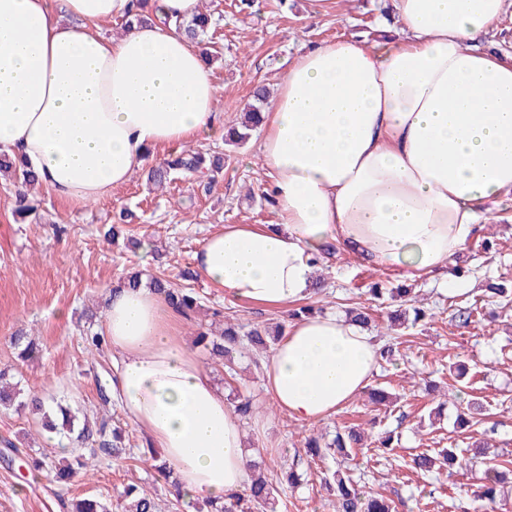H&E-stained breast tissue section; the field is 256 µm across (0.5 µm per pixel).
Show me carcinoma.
Returning a JSON list of instances; mask_svg holds the SVG:
<instances>
[{
	"mask_svg": "<svg viewBox=\"0 0 512 512\" xmlns=\"http://www.w3.org/2000/svg\"><path fill=\"white\" fill-rule=\"evenodd\" d=\"M136 6L133 16L124 19V28L128 29L135 22L142 23L154 19L153 13L148 10V0H135ZM178 30L184 32L188 38L197 44L202 54L212 60L214 51L207 46L205 38L213 26L212 15L206 11L200 12L192 19L177 21ZM267 98L265 88H259L254 92V103L244 115L241 126L228 132V141L243 142L249 137V131L256 128L261 122V109ZM224 171V154L221 152L202 153L192 149H184L180 154L168 158L148 173V179L157 186L164 185L173 173L185 175L195 174L200 181H214ZM0 173L11 178L17 184L15 213L22 216H30L37 212L39 201L28 192V187L39 183L34 171L29 169L21 159L6 152H0ZM164 300L185 318H192L198 305V298L193 295L190 287L182 288L164 276H155L150 281ZM396 296L400 304L397 309L390 311L389 318L403 320V323L417 324L426 317V312L415 305L409 297L406 288L396 289ZM213 316L224 321V329L215 335L203 328L196 331L197 344L210 350L212 360L224 366L225 377L234 378L236 374V359L240 348L249 344L254 348L265 350L276 343L282 335V327L270 331L267 327L254 326L249 330L236 324L234 320L221 311L213 312ZM86 350L96 356L104 353L107 342L97 332H89L85 337ZM11 345L19 350L23 359L32 357L36 353V347L28 337L16 334L11 337ZM21 388L19 384L9 381V371L0 370V407L15 410L31 408L42 413V427L55 433L64 434L71 440L75 452L71 457L60 463L54 457H44L36 463V466H46L53 473L55 482L61 487L71 484L76 478L88 471L90 464L88 458L126 457L144 464H149L159 477L169 483L174 489L175 503L171 508L178 507L182 500L179 483L173 476L166 462L155 456L152 448H139L137 450L125 443V430L120 426L110 427L106 419L89 421L83 417L82 423H77V416L72 414L67 407H59L62 414V422L55 425L50 415L43 412V403L37 398L28 402L19 400ZM367 447L365 432L355 427H345L336 431L333 438L327 440L323 436L310 435L305 438L303 449L305 455L311 461H319L326 456L334 459H347L355 449ZM89 449L85 454L82 449ZM458 459L456 449L444 448L431 453L423 451L413 456L412 462L415 468L422 472H439L444 469L448 461ZM512 471V458L496 454L487 458V469L483 481L471 491L472 512H492L497 502L500 489V476L502 470ZM302 481V475L294 470H289L286 480L258 476L251 481L250 486L242 493L231 496L223 502H208L210 512H264L268 508H274L275 495L278 493V484L285 482L287 487L294 488ZM324 486L332 496L333 512H393L392 502L382 495L371 494L359 489L351 476L341 469L332 471L324 477ZM160 499L148 493L146 490L129 485L112 503L96 495H86L71 501L68 512H161Z\"/></svg>",
	"mask_w": 512,
	"mask_h": 512,
	"instance_id": "obj_1",
	"label": "carcinoma"
}]
</instances>
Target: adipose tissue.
Segmentation results:
<instances>
[{
  "label": "adipose tissue",
  "mask_w": 512,
  "mask_h": 512,
  "mask_svg": "<svg viewBox=\"0 0 512 512\" xmlns=\"http://www.w3.org/2000/svg\"><path fill=\"white\" fill-rule=\"evenodd\" d=\"M200 0H152L157 21L120 38L101 21L132 0H0V151L82 205L124 185L152 148L217 130L219 94L172 26ZM396 35L325 41L299 55L264 108L261 161L277 228L230 224L204 238L198 272L219 293L283 304L310 296L327 245L416 281L447 275L478 224L512 195V55L481 50L506 0H393ZM147 287L109 296L102 334L119 351L112 394L188 499L248 479L224 389L176 337ZM379 342L346 317L290 323L263 364L288 416L321 420L370 382Z\"/></svg>",
  "instance_id": "adipose-tissue-1"
}]
</instances>
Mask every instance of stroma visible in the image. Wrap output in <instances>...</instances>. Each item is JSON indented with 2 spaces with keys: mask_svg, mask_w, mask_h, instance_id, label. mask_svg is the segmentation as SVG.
<instances>
[{
  "mask_svg": "<svg viewBox=\"0 0 512 512\" xmlns=\"http://www.w3.org/2000/svg\"><path fill=\"white\" fill-rule=\"evenodd\" d=\"M216 26L210 35L221 54L212 74L219 87L215 105L219 133L192 142L201 152L224 155V173L210 187L191 177L174 176L163 189H150L145 171L98 201L82 206L37 187L41 201L36 219L22 221L14 212L15 186L0 176V368L11 367L25 394L38 395L46 406L62 402L76 415L100 410L97 381H111L118 353L107 350L100 362L88 355L80 326L83 309L103 311L104 294L131 271L144 277L165 270L178 279L193 267L201 241L227 224L265 227L277 223L266 192L270 177L261 163V130L241 145L227 142L224 128L238 123L263 85L277 92L283 74L308 47L325 40L354 37L366 42L383 35L382 14L392 13V0H203ZM135 215L118 239L106 238L120 211ZM461 275L448 284L422 279L411 284L434 318L407 329L391 361L379 365L370 385L393 396L381 429L397 440L392 448L353 454L346 466L363 491L393 501L396 512H470L467 490L478 485L481 458L473 444L487 442L490 451L512 454V301L487 297L488 282H512V201L480 225L460 256ZM323 287L325 312L341 314L353 304L369 308L370 335L386 341L390 297L368 299L365 291L405 287L391 269H375L342 252L322 258L315 270ZM203 308L221 309L245 328L288 324L295 302L258 304L224 297L204 279L191 283ZM475 308L471 323L456 321L458 310ZM24 331L35 337L37 362L25 365L10 345ZM196 325L183 321L180 337L195 347L204 369L230 393L253 399L256 415L243 432L249 448L259 450L268 473L295 467L306 479L282 492L277 512H330V496L321 484L324 465L309 462L303 451L307 435L335 432L347 426L370 428L378 418L368 393H360L336 414L302 421L277 411L266 392L262 365L242 349L236 379L196 348ZM465 365L469 377L457 378L450 364ZM483 403L482 424L461 429L454 421L468 401ZM464 449L465 465L438 474L411 466L414 454L448 445ZM68 440L42 434L26 411H0V512H67L70 500L85 495L116 499L125 486L141 484L168 499L169 487L133 460L103 459L68 489H60L48 472H36L28 457L62 455Z\"/></svg>",
  "mask_w": 512,
  "mask_h": 512,
  "instance_id": "obj_1",
  "label": "stroma"
}]
</instances>
